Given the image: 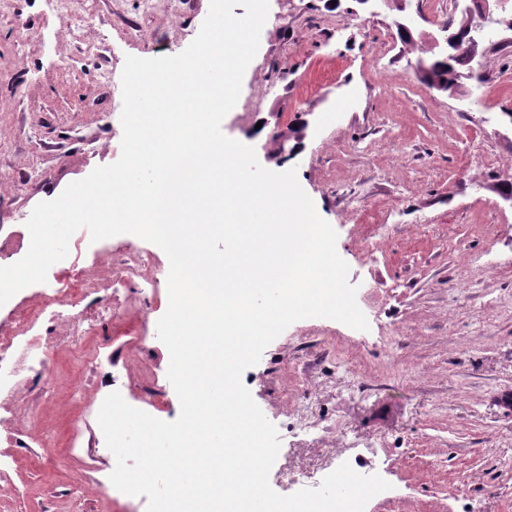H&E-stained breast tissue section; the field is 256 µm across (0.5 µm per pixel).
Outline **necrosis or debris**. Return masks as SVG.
<instances>
[{"label": "necrosis or debris", "mask_w": 512, "mask_h": 512, "mask_svg": "<svg viewBox=\"0 0 512 512\" xmlns=\"http://www.w3.org/2000/svg\"><path fill=\"white\" fill-rule=\"evenodd\" d=\"M99 261L111 271L112 288L111 294L99 295V303L111 310L115 333L140 344L145 339L142 328H131L124 317L135 305L150 304L151 298L143 294L135 300L129 292L142 284L159 290L168 273L153 254L135 246L121 253L100 251ZM98 290L95 268L82 266L74 275L55 279L50 288L31 294L8 311L6 321L0 322V410L9 409L23 374L36 379L55 374L62 343L57 334L59 323L70 327L81 363L99 366L98 351L87 348L97 337L96 319L85 306L88 295L99 294Z\"/></svg>", "instance_id": "necrosis-or-debris-1"}]
</instances>
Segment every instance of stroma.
<instances>
[{
    "label": "stroma",
    "mask_w": 512,
    "mask_h": 512,
    "mask_svg": "<svg viewBox=\"0 0 512 512\" xmlns=\"http://www.w3.org/2000/svg\"><path fill=\"white\" fill-rule=\"evenodd\" d=\"M442 0L410 12L382 0H270L255 63L225 135L254 147L274 172L296 169L357 285L369 328L328 318L292 323L242 375L281 448L269 474L316 472L329 461L390 484L369 512H512V52L488 50L484 87L451 96L414 78L398 37L437 29ZM210 0H92L80 53L49 0L0 8V264L22 259L34 207L113 163L123 129L126 56L185 50ZM102 73L99 82L88 72ZM304 130L277 150L276 126ZM165 312H145L142 349L111 340L102 321L98 370L22 390L23 421L0 422V512H123L112 457L94 416L76 407L111 388L115 369L167 384L157 336ZM308 407L309 430L289 411Z\"/></svg>",
    "instance_id": "35a3bbf8"
}]
</instances>
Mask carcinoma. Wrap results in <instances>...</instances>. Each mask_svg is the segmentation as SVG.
Masks as SVG:
<instances>
[{"label": "carcinoma", "mask_w": 512, "mask_h": 512, "mask_svg": "<svg viewBox=\"0 0 512 512\" xmlns=\"http://www.w3.org/2000/svg\"><path fill=\"white\" fill-rule=\"evenodd\" d=\"M479 19L475 16L454 14L448 21L450 31L458 34L456 46L441 56L426 60L418 58L419 69L415 76L418 81L431 88L438 83L448 89V93H459L463 81L477 79L479 75L472 71L471 44L474 29Z\"/></svg>", "instance_id": "1"}]
</instances>
